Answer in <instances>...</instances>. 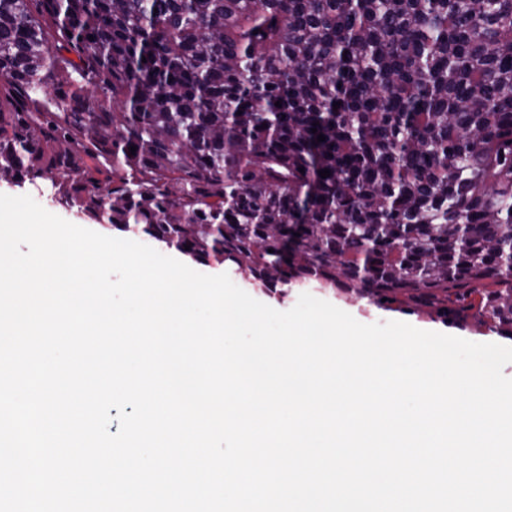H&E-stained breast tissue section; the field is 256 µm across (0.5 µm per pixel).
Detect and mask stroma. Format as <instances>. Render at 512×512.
Listing matches in <instances>:
<instances>
[{
	"label": "stroma",
	"mask_w": 512,
	"mask_h": 512,
	"mask_svg": "<svg viewBox=\"0 0 512 512\" xmlns=\"http://www.w3.org/2000/svg\"><path fill=\"white\" fill-rule=\"evenodd\" d=\"M54 192L52 182L44 179L32 183L27 182L20 186L5 181L0 182V193L13 196H31L47 211L71 223L106 236L116 238L124 236L127 239L146 244L163 255L182 260V262L203 274L211 272L228 274L231 280L250 296L279 311L291 309L296 304L300 294L307 292L348 312L357 321L364 324L383 323L392 320L403 321L421 330L450 334L473 342H491L512 347V328L495 324L487 319L478 321L474 317H467L460 313L445 316L435 309L411 302L403 305H378L343 289L322 288L314 283L267 287L256 281L249 272L237 269L232 264H220L213 260L200 262L181 253V251L173 249L164 241L134 231L123 233L112 228L111 224L89 219L82 213L77 212L76 209L67 207L58 201Z\"/></svg>",
	"instance_id": "1"
}]
</instances>
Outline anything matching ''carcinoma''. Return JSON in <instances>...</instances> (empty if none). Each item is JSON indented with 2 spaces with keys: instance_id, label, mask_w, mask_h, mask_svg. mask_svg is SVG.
<instances>
[{
  "instance_id": "carcinoma-1",
  "label": "carcinoma",
  "mask_w": 512,
  "mask_h": 512,
  "mask_svg": "<svg viewBox=\"0 0 512 512\" xmlns=\"http://www.w3.org/2000/svg\"><path fill=\"white\" fill-rule=\"evenodd\" d=\"M2 101L0 180L512 326V0H0Z\"/></svg>"
}]
</instances>
